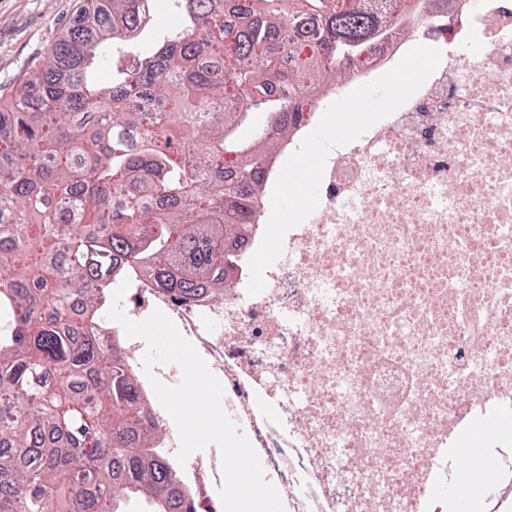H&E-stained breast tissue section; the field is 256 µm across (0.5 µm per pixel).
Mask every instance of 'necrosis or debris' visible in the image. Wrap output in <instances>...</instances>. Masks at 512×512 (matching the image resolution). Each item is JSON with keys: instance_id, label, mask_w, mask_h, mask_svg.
<instances>
[{"instance_id": "4bbe7bcc", "label": "necrosis or debris", "mask_w": 512, "mask_h": 512, "mask_svg": "<svg viewBox=\"0 0 512 512\" xmlns=\"http://www.w3.org/2000/svg\"><path fill=\"white\" fill-rule=\"evenodd\" d=\"M342 85L383 75L429 42L442 59L391 115L326 160L315 211L289 230L266 287L247 292L265 232L224 248L240 263L220 296L128 278L126 315L161 310L223 382V409L257 451L286 512H440V484L468 455L462 428L512 411V0H421ZM124 363L160 445L179 436L142 344ZM480 512H512V435L490 443ZM221 460L179 467L181 512H223Z\"/></svg>"}]
</instances>
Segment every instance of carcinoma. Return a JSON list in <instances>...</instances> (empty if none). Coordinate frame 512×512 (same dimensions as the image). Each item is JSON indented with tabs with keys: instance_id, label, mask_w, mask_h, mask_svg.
Here are the masks:
<instances>
[{
	"instance_id": "1",
	"label": "carcinoma",
	"mask_w": 512,
	"mask_h": 512,
	"mask_svg": "<svg viewBox=\"0 0 512 512\" xmlns=\"http://www.w3.org/2000/svg\"><path fill=\"white\" fill-rule=\"evenodd\" d=\"M224 2L83 0L0 111V512H176L121 345L94 338L111 288L137 269L183 295L224 288V239L260 220L261 160L305 107L270 81H334L386 35L368 0ZM169 7L180 27L136 55Z\"/></svg>"
}]
</instances>
